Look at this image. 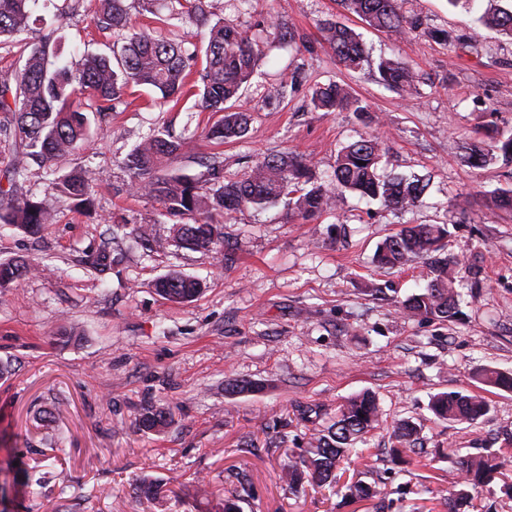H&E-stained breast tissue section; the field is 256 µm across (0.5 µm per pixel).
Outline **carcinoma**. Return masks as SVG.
Here are the masks:
<instances>
[{"label": "carcinoma", "instance_id": "obj_1", "mask_svg": "<svg viewBox=\"0 0 512 512\" xmlns=\"http://www.w3.org/2000/svg\"><path fill=\"white\" fill-rule=\"evenodd\" d=\"M38 0H0V38H14L21 33L32 34L31 50L13 72L0 75V112L10 118L0 123V136L13 146V158L5 170L9 189L0 188V223L10 224L24 234L34 236L52 223L50 211L23 192L20 177L29 161L54 163L74 152L89 129V119L76 103L83 96L96 112L112 109L130 85L145 86L161 95L164 103L177 106L191 97L197 98L201 110L221 112L223 116L204 130L210 140L224 141L242 137L248 124L246 113L234 110L240 90L255 72L256 54L251 43L235 27L216 22L209 31L198 78L186 81L189 57L181 46L152 33L132 30L125 0H101L94 17L98 29L129 30L120 50L113 57L87 54L81 62L69 66L56 61L54 32L36 28L40 18L33 17L32 4ZM181 19L205 23L213 15L208 0H185ZM344 11L357 16L368 27L387 35L417 32L422 20L404 10V0H339ZM489 7L478 22L498 34L512 39V6L488 0ZM326 39L339 64L348 69L359 68L364 49L357 34L346 25L331 23ZM383 85L409 93L415 89L416 76L409 65L393 60L378 64ZM314 109L334 112L351 108L363 113L367 108L350 98L343 85L330 81L316 88L311 96ZM184 154V140L157 129L145 136L121 160L127 173L126 187L158 200L165 213L186 217L175 225L178 246L192 251H211L224 243L223 225L214 221L213 213L229 214L244 206L263 209L285 201L292 215L309 221L333 209L337 198L347 192L362 198L379 200L391 210H406L421 199L427 183L418 177L382 178L378 173L383 156L381 141L364 137L343 147L329 185L317 184L307 160L288 154H273L259 160L249 172L236 180H224V164L213 154L198 159L207 167L209 191H201L198 181L184 171L172 168L168 161ZM501 158L512 162V132L494 130L488 140L472 143L466 148L464 162L480 169ZM94 178L87 170H73L54 184L59 195L87 213L94 208ZM448 225L415 224L389 235L378 247L374 260L379 267L393 270L421 259L429 271V280L422 291L398 302V308L417 317L447 320L457 313L459 292L457 281L459 261L446 251ZM112 249L86 256L84 264L99 274L112 268ZM35 271L27 260H0V288H6ZM158 294L171 302L190 301L200 294L199 279L172 271L155 282ZM482 384L512 391V372L484 367L475 373ZM433 414L450 423L474 422L484 417L490 404L475 394L460 391L442 392L433 397ZM379 420V405L374 393L364 391L348 398L336 417L314 434L309 447L295 461H288L283 478L288 485H301L304 480L323 483L332 477L350 446L368 433ZM173 421L166 408L150 409L139 419L142 430L154 431ZM392 449L398 456L408 450L418 453L417 426L401 419L393 424ZM464 473L463 484L478 487L491 482L502 468L497 451L486 448L459 461ZM138 493L149 500L165 497L164 484L144 478L137 485ZM377 494L376 488L356 481L347 486L346 496L363 500ZM470 495L464 489L448 492V512H462Z\"/></svg>", "mask_w": 512, "mask_h": 512}]
</instances>
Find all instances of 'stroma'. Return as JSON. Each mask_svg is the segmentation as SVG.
Returning <instances> with one entry per match:
<instances>
[{
    "label": "stroma",
    "instance_id": "35a3bbf8",
    "mask_svg": "<svg viewBox=\"0 0 512 512\" xmlns=\"http://www.w3.org/2000/svg\"><path fill=\"white\" fill-rule=\"evenodd\" d=\"M133 24L205 48V28L173 19L177 0H126ZM98 0L60 20L62 59L88 50L111 54L121 32H101ZM428 27L468 35L449 45L415 32L400 39L367 28L337 0H221L218 13L252 43L260 61L241 101L250 115L242 137L216 144L202 131L216 114L187 101L160 103L135 87L106 114H90V131L58 163L30 164L24 190L55 215L42 239L0 224V259L22 256L41 273L0 288V512H213L245 491L243 512H448V489L460 482L458 461L485 448L512 457V392L479 383L483 366L512 370V211L489 191L512 187V165H464L466 142L486 129L512 130V40L478 27L477 10L448 0H409ZM359 33L360 70L344 69L324 39L327 22ZM295 34L285 45L274 26ZM409 63L419 82L405 96L379 80L381 58ZM349 87L367 113L320 112L318 85ZM186 138L174 167L201 175L200 156L224 159L235 179L260 157L309 160L317 180L336 154L369 135L380 138L384 175L424 176L415 207L393 211L354 193L334 211L303 222L283 204L245 207L223 217L224 244L210 252L177 247L172 220L156 199L125 190L119 161L150 129ZM93 173L95 209L75 210L53 183L73 169ZM144 226L146 245L119 255L107 280L84 269L85 256L108 238L113 221ZM411 224H444L447 250L463 275L456 316L441 322L407 316L396 303L418 291L426 269L373 262L377 246ZM195 276L203 293L186 303L160 297L157 277ZM374 284L382 297L371 296ZM255 384L232 394L231 381ZM373 391L380 424L346 456L335 485L290 488L282 478L312 435L343 401ZM450 390L482 395L489 413L474 423L438 420L432 397ZM168 407L172 424L142 432L139 416ZM420 428L423 453L393 458L392 426ZM163 480V503L136 497L141 478ZM375 483V497L344 502L355 480ZM205 483L207 499L195 498Z\"/></svg>",
    "mask_w": 512,
    "mask_h": 512
}]
</instances>
